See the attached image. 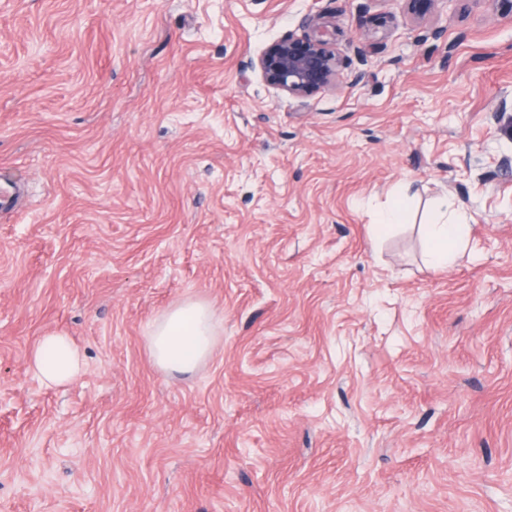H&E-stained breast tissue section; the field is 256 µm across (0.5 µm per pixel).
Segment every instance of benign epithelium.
Listing matches in <instances>:
<instances>
[{
	"label": "benign epithelium",
	"instance_id": "1",
	"mask_svg": "<svg viewBox=\"0 0 512 512\" xmlns=\"http://www.w3.org/2000/svg\"><path fill=\"white\" fill-rule=\"evenodd\" d=\"M403 12L426 14L437 0H399ZM313 33L292 36L270 45L259 57L258 68L266 82L296 98H309L340 80L344 63L320 18L310 19Z\"/></svg>",
	"mask_w": 512,
	"mask_h": 512
}]
</instances>
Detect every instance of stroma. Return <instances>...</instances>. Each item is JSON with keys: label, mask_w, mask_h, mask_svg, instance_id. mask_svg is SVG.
Listing matches in <instances>:
<instances>
[{"label": "stroma", "mask_w": 512, "mask_h": 512, "mask_svg": "<svg viewBox=\"0 0 512 512\" xmlns=\"http://www.w3.org/2000/svg\"><path fill=\"white\" fill-rule=\"evenodd\" d=\"M316 14L350 67L299 99L256 62ZM0 189V512H512L491 0H0ZM187 300L213 352L169 372L148 326ZM51 333L83 355L61 386L29 367ZM453 207L454 203L448 201V196L441 198L434 209L435 222L425 224V233L431 243L429 260L437 267L452 266L464 244L465 224L448 223V210Z\"/></svg>", "instance_id": "obj_1"}]
</instances>
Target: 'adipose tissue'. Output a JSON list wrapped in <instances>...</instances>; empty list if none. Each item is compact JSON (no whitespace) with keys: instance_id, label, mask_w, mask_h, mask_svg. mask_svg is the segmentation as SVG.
<instances>
[{"instance_id":"1","label":"adipose tissue","mask_w":512,"mask_h":512,"mask_svg":"<svg viewBox=\"0 0 512 512\" xmlns=\"http://www.w3.org/2000/svg\"><path fill=\"white\" fill-rule=\"evenodd\" d=\"M453 207V202L440 199L434 209L433 223L425 227L431 243L429 260L437 267L452 266L464 244L463 224L448 220ZM213 333L212 313L206 304L199 301L177 304L150 325L147 336L150 357L167 371H193L210 356ZM30 363L45 382L54 385L74 380L82 370L79 350L61 333L45 336L33 349Z\"/></svg>"}]
</instances>
